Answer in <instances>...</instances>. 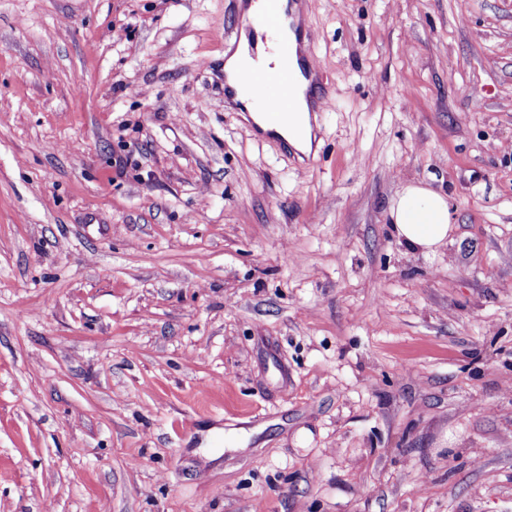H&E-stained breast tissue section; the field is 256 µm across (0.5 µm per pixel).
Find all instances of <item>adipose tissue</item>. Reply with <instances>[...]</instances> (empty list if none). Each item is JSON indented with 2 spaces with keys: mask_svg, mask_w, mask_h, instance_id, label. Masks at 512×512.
I'll return each mask as SVG.
<instances>
[{
  "mask_svg": "<svg viewBox=\"0 0 512 512\" xmlns=\"http://www.w3.org/2000/svg\"><path fill=\"white\" fill-rule=\"evenodd\" d=\"M308 81H301L295 89L299 126L292 129L268 122L261 112L251 117L265 133L286 141L294 148L305 151L311 144V116L305 99ZM389 218L399 241L408 249L428 253L445 243L451 229V215L446 196L428 185L418 182L404 187L389 207Z\"/></svg>",
  "mask_w": 512,
  "mask_h": 512,
  "instance_id": "obj_1",
  "label": "adipose tissue"
}]
</instances>
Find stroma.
<instances>
[{
  "label": "stroma",
  "mask_w": 512,
  "mask_h": 512,
  "mask_svg": "<svg viewBox=\"0 0 512 512\" xmlns=\"http://www.w3.org/2000/svg\"><path fill=\"white\" fill-rule=\"evenodd\" d=\"M243 2L0 0V512H512V0H298L307 153ZM277 52L284 56V63L280 69L275 68L279 64ZM277 52H268L264 55L268 68H250L241 74L235 84L245 87L249 91V98L246 102L238 101L240 112H249V109L260 107L262 112L268 114L274 124L268 122L259 111H253L251 117L254 123L263 133H270L286 141L294 148L305 151L310 148L312 126L311 116L305 99V92L309 81L300 76V86L295 88L296 111L300 112L298 126L303 130L301 134L288 126V113L294 112L288 106V92L291 91V61L293 47L285 42H279ZM269 88L282 90L278 96L268 95ZM280 125V126H278ZM288 126V127H283ZM229 51L230 50L224 53V58H226L224 62V72L231 82L233 77L240 72V70L247 68L248 61L241 54L239 49L228 56ZM227 77L224 76V96H234L236 94V88L228 82ZM389 218L399 241L423 253L445 243L451 230L447 197L422 182L404 187L389 207Z\"/></svg>",
  "instance_id": "35a3bbf8"
}]
</instances>
